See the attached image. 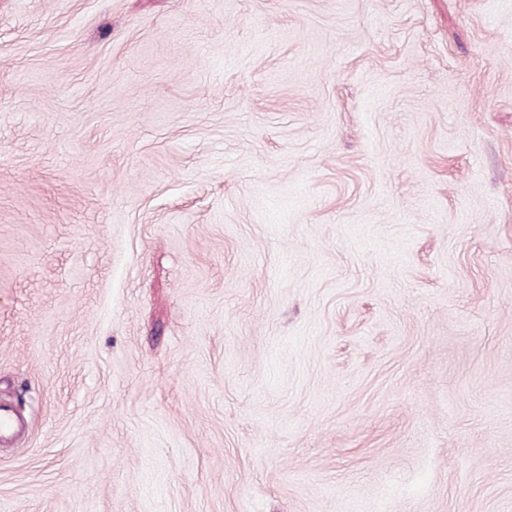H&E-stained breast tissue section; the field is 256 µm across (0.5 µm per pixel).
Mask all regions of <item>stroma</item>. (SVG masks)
Here are the masks:
<instances>
[{
    "instance_id": "obj_1",
    "label": "stroma",
    "mask_w": 512,
    "mask_h": 512,
    "mask_svg": "<svg viewBox=\"0 0 512 512\" xmlns=\"http://www.w3.org/2000/svg\"><path fill=\"white\" fill-rule=\"evenodd\" d=\"M0 512H512V0H0Z\"/></svg>"
}]
</instances>
